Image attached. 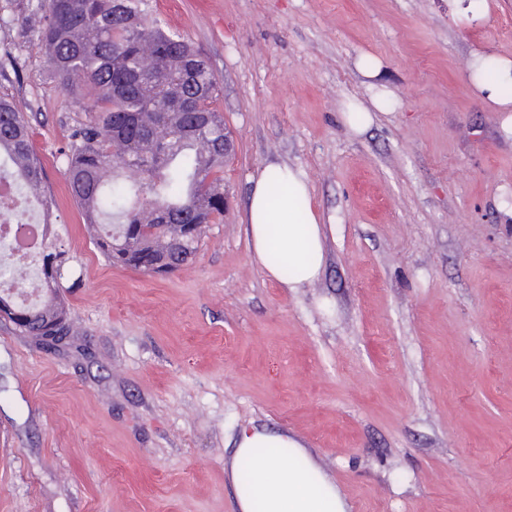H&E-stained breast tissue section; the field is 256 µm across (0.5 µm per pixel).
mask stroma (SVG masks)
<instances>
[{
    "mask_svg": "<svg viewBox=\"0 0 512 512\" xmlns=\"http://www.w3.org/2000/svg\"><path fill=\"white\" fill-rule=\"evenodd\" d=\"M220 77L229 204L164 276L92 244L63 152L86 102L52 82L34 0L0 11V93L33 116L76 331L0 320V512H239L242 428L288 434L347 512H512V133L466 79L512 57V0H146ZM382 63L378 78L358 69ZM395 104L341 119L375 87ZM301 169L326 262L298 288L253 261L251 179ZM456 14L467 20H477L490 10L489 0H453ZM342 113L344 121L357 133L363 132L372 123V118L368 110L358 104L350 103Z\"/></svg>",
    "mask_w": 512,
    "mask_h": 512,
    "instance_id": "stroma-1",
    "label": "stroma"
}]
</instances>
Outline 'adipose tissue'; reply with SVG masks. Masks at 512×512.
Segmentation results:
<instances>
[{"label":"adipose tissue","mask_w":512,"mask_h":512,"mask_svg":"<svg viewBox=\"0 0 512 512\" xmlns=\"http://www.w3.org/2000/svg\"><path fill=\"white\" fill-rule=\"evenodd\" d=\"M469 77L475 89L500 111L512 108V58L474 51ZM282 186L272 194L271 180ZM310 199L304 172L285 164L265 167L252 180L244 222L252 256L274 279L296 288L315 281L325 264L319 217L298 211ZM250 458L253 493L236 491L239 512H346L329 478L296 440L264 429L239 435L234 460Z\"/></svg>","instance_id":"ef3b65f1"}]
</instances>
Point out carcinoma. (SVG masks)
<instances>
[{
    "instance_id": "cac0c4a2",
    "label": "carcinoma",
    "mask_w": 512,
    "mask_h": 512,
    "mask_svg": "<svg viewBox=\"0 0 512 512\" xmlns=\"http://www.w3.org/2000/svg\"><path fill=\"white\" fill-rule=\"evenodd\" d=\"M144 0H40L39 39L47 68L68 96L95 89L85 119L67 146L71 194L97 250L115 266L137 251L171 273L190 262L199 242L183 237L185 224H212L224 214V114L215 103L220 79L182 36L147 18ZM219 177L207 191L198 174ZM15 196L0 198V221L21 222V196L41 193L43 166L33 128L17 102L0 95V180ZM151 224L141 240L134 226ZM69 261L52 239L24 263L0 255V304L21 313L11 320L23 336H40L60 322L72 336L60 280Z\"/></svg>"
}]
</instances>
